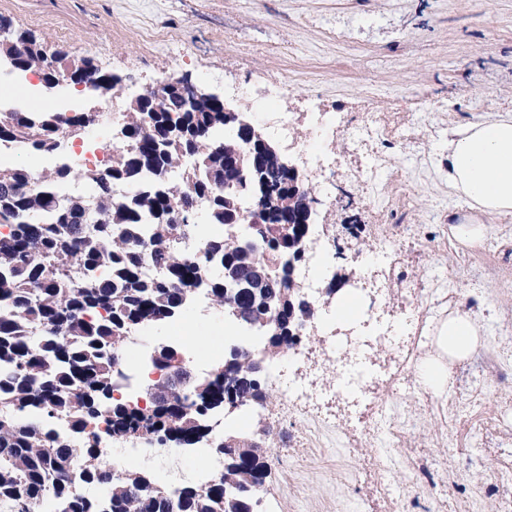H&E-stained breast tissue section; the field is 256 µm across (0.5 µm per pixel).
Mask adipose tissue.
<instances>
[{"mask_svg":"<svg viewBox=\"0 0 512 512\" xmlns=\"http://www.w3.org/2000/svg\"><path fill=\"white\" fill-rule=\"evenodd\" d=\"M448 188L476 213H512V114H498L449 134ZM482 334L478 316L449 311L435 331V354L415 367L420 385L445 392L452 364L470 356Z\"/></svg>","mask_w":512,"mask_h":512,"instance_id":"adipose-tissue-1","label":"adipose tissue"}]
</instances>
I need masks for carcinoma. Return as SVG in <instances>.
Listing matches in <instances>:
<instances>
[{"label": "carcinoma", "mask_w": 512, "mask_h": 512, "mask_svg": "<svg viewBox=\"0 0 512 512\" xmlns=\"http://www.w3.org/2000/svg\"><path fill=\"white\" fill-rule=\"evenodd\" d=\"M14 57L22 72L41 82L69 78L98 99L112 97L115 75L89 59L64 52L47 57L28 30L0 18V56ZM88 121L87 113H0V143L18 142L42 153L59 152L61 136ZM108 163L74 168L63 163L50 175L25 164L0 167V390L14 400L0 404V497L10 512H30L49 497L60 512H239V502L258 512L257 492L267 463L260 448L247 445L258 433L224 428L216 452L224 465L208 485L171 490L146 471H84L80 456L99 455L100 441L88 423L103 408L112 412V433L141 437L157 448L190 445L216 407L232 400H271L262 372L251 363L282 357L301 338L302 315L312 313L297 291L295 270L306 263L305 200L313 188L288 169L250 156L242 168L224 164V147L247 153L235 126L213 103L189 104L172 89L147 92L130 103ZM151 174L154 180L126 198L124 185ZM238 184L233 193L224 181ZM239 212L224 222V197ZM262 211V222L250 219ZM220 225L212 237L205 225ZM86 284L65 287L75 264ZM205 285L213 304H235L230 320L262 337L258 352L231 348L209 381H192L185 392L153 404L128 408L112 392L126 370L124 340L135 331L162 325L191 312L194 290ZM178 350L162 345L154 363L176 367ZM69 421L73 440L61 444L49 427ZM76 482L107 486L104 504L72 492Z\"/></svg>", "instance_id": "cac0c4a2"}]
</instances>
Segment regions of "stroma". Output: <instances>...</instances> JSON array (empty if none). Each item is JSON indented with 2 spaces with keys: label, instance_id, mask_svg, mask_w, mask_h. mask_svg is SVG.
<instances>
[{
  "label": "stroma",
  "instance_id": "1",
  "mask_svg": "<svg viewBox=\"0 0 512 512\" xmlns=\"http://www.w3.org/2000/svg\"><path fill=\"white\" fill-rule=\"evenodd\" d=\"M0 16L47 52L91 58L139 87L171 74L235 98L277 78L288 93L255 107L258 124L268 109L332 112L344 145L379 121L384 159L370 181L336 182L331 266L344 277L355 246L394 248L392 295L412 297L422 336L399 342L414 358L434 352V327L455 307L482 320L484 337L439 395L414 382L394 393L381 378L332 414L272 397L241 424L269 431L262 494L269 512H512V215L489 218L481 245L460 243L448 215L469 209L444 174L449 133L512 113V0H0ZM149 30L171 43L148 44ZM231 334L204 317L164 325L155 340L203 337L213 360ZM384 406L402 447L389 467L357 437ZM304 433L313 446L281 457L278 443Z\"/></svg>",
  "mask_w": 512,
  "mask_h": 512
}]
</instances>
